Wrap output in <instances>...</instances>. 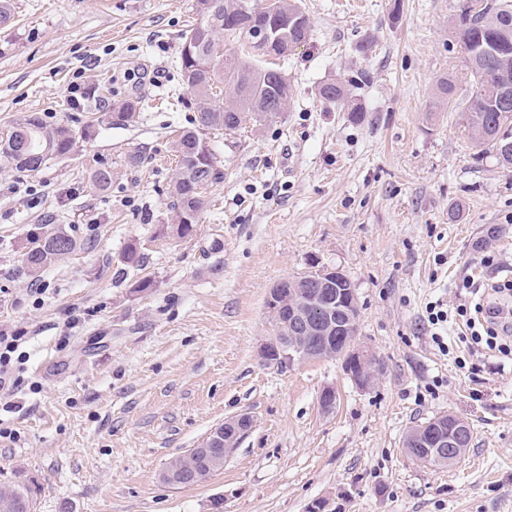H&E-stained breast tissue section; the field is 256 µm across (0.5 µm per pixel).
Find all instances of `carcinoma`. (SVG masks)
Returning <instances> with one entry per match:
<instances>
[{
  "label": "carcinoma",
  "instance_id": "1",
  "mask_svg": "<svg viewBox=\"0 0 512 512\" xmlns=\"http://www.w3.org/2000/svg\"><path fill=\"white\" fill-rule=\"evenodd\" d=\"M196 22L182 34L179 71L182 85L194 97L192 126L175 141L178 171L168 194L171 222L160 233L191 235L207 208L206 189L224 181V167L204 135L239 128L248 121H267L287 111L293 89L281 70L266 61L283 57L289 45L312 35L300 0H195ZM239 43L240 54L224 53V40ZM454 39L463 54V72L439 79L440 97L465 112L475 147L503 167L512 166V0H460ZM350 80L329 78L317 89L324 103L343 105L351 95ZM139 99H128L105 113L107 123L124 125L140 110ZM0 161L17 169L37 171L52 159L69 157L76 148L75 131L54 126L41 117H23L9 131ZM77 247L74 236L57 229L32 230L23 243L18 273L36 278L54 261ZM334 322L358 325L359 307L350 280L339 285ZM173 474L197 469L211 476L202 458L180 455L169 463ZM33 493L27 487L0 485V512H32Z\"/></svg>",
  "mask_w": 512,
  "mask_h": 512
}]
</instances>
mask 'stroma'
<instances>
[{"label":"stroma","mask_w":512,"mask_h":512,"mask_svg":"<svg viewBox=\"0 0 512 512\" xmlns=\"http://www.w3.org/2000/svg\"><path fill=\"white\" fill-rule=\"evenodd\" d=\"M194 2L13 0L0 26V137L32 112L90 133L37 171L0 163V325L28 338L18 409L0 413V481L31 488L34 512H309L318 500L325 512H512V360L477 348L457 313L478 301L470 283L512 262V169L477 156L463 113L437 98L461 65L458 0H302L313 36L281 63L290 108L207 134L224 181L180 239L158 230L174 132L195 115L176 70ZM333 76L354 81L361 122L319 100ZM135 96L136 122H101ZM137 150L147 160L129 167ZM101 166L105 190L91 178ZM41 226L83 247L20 276ZM132 243L145 262L126 269ZM314 264L354 286L372 389L340 358L262 362L271 289ZM436 301L446 355L427 327ZM448 412L471 427L467 452L449 467L411 459L406 432ZM241 413L254 429L223 468L191 487L162 481L173 457Z\"/></svg>","instance_id":"obj_1"}]
</instances>
